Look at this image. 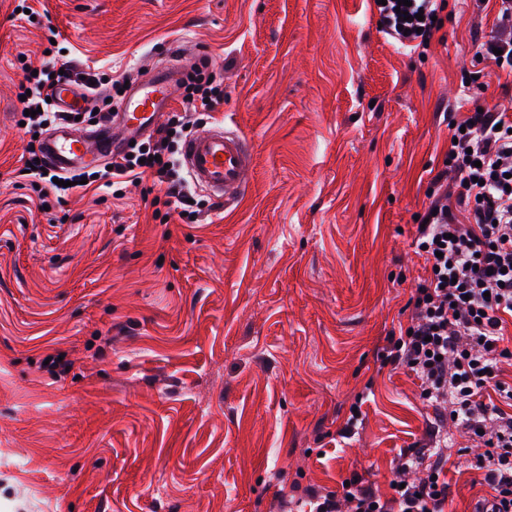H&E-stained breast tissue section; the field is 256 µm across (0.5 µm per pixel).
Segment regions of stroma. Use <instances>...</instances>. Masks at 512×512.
Masks as SVG:
<instances>
[{
    "label": "stroma",
    "mask_w": 512,
    "mask_h": 512,
    "mask_svg": "<svg viewBox=\"0 0 512 512\" xmlns=\"http://www.w3.org/2000/svg\"><path fill=\"white\" fill-rule=\"evenodd\" d=\"M497 10L443 0L407 47L375 0H0V512H279L355 473L387 493L430 412L379 352L424 273L415 217L451 124L512 112L491 61L462 84ZM171 41L224 79L200 122L251 142L241 199L195 190L193 223L145 178L42 209L19 176L27 70L52 44L129 80ZM467 444L445 512L488 490Z\"/></svg>",
    "instance_id": "1"
}]
</instances>
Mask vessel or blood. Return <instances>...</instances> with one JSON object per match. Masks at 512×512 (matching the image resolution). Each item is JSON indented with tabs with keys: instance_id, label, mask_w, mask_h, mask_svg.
Masks as SVG:
<instances>
[{
	"instance_id": "1",
	"label": "vessel or blood",
	"mask_w": 512,
	"mask_h": 512,
	"mask_svg": "<svg viewBox=\"0 0 512 512\" xmlns=\"http://www.w3.org/2000/svg\"><path fill=\"white\" fill-rule=\"evenodd\" d=\"M166 52L168 63L152 67L143 82L130 87L113 121L84 133L75 132L66 123H57L44 142L50 165L64 171L100 163L124 149L132 138L150 130L169 110L181 83L178 44H169ZM50 98L60 112H80L88 104L87 95L67 80L51 90ZM182 160L195 187L230 204L239 199L246 187L251 148L236 130L217 125L189 136L183 145Z\"/></svg>"
}]
</instances>
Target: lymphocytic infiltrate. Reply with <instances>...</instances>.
Listing matches in <instances>:
<instances>
[{
  "mask_svg": "<svg viewBox=\"0 0 512 512\" xmlns=\"http://www.w3.org/2000/svg\"><path fill=\"white\" fill-rule=\"evenodd\" d=\"M499 2L498 36L478 57L512 74V0ZM396 6V0L382 6V25L400 41L428 40L437 0H412L403 14ZM58 73L70 78L74 68L67 62L48 65L21 85L27 93L22 106L30 111L25 130L31 163L42 155L38 133L58 119L47 100ZM181 90L182 112L127 154L113 157L110 166L73 174V182L101 180L113 188L120 179L146 175L163 190L168 210L196 218L177 152L194 126V113L216 111L223 103L224 83L196 65ZM451 135L455 142L431 181L426 224L417 232L425 275L409 300L407 327L388 337L380 353L382 365L406 368L418 379L419 398L432 411L426 437L401 449L389 494L355 474L340 493L305 488L298 503L312 512H444L452 427L478 448L489 488L472 512H512V383L500 376L502 364L512 361L505 338L512 317V114L494 108L470 112Z\"/></svg>",
  "mask_w": 512,
  "mask_h": 512,
  "instance_id": "lymphocytic-infiltrate-1",
  "label": "lymphocytic infiltrate"
}]
</instances>
